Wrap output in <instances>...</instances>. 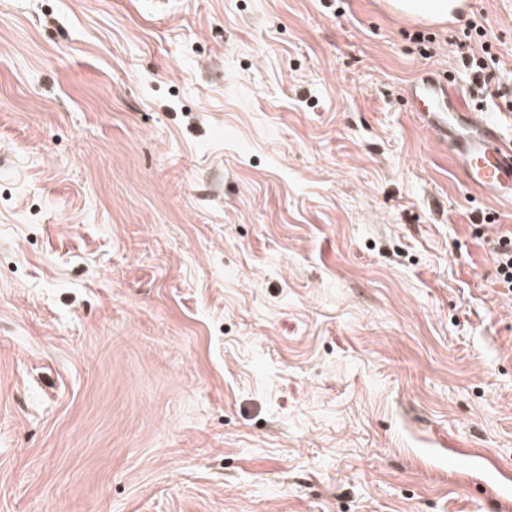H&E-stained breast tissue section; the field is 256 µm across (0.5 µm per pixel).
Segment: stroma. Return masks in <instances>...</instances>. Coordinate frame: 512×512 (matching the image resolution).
Returning <instances> with one entry per match:
<instances>
[{
    "label": "stroma",
    "instance_id": "stroma-1",
    "mask_svg": "<svg viewBox=\"0 0 512 512\" xmlns=\"http://www.w3.org/2000/svg\"><path fill=\"white\" fill-rule=\"evenodd\" d=\"M474 13L497 96L379 0H0V512H512V204L405 100L512 139ZM497 265L499 282L503 288H512V233L486 242Z\"/></svg>",
    "mask_w": 512,
    "mask_h": 512
}]
</instances>
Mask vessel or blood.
I'll return each instance as SVG.
<instances>
[{"label": "vessel or blood", "mask_w": 512, "mask_h": 512, "mask_svg": "<svg viewBox=\"0 0 512 512\" xmlns=\"http://www.w3.org/2000/svg\"><path fill=\"white\" fill-rule=\"evenodd\" d=\"M406 93L422 107L421 117L434 135L450 148L464 184L475 192L512 203V144L501 139L495 120L479 121L473 132L459 136L454 117L466 111V101L447 82L424 78Z\"/></svg>", "instance_id": "obj_1"}]
</instances>
